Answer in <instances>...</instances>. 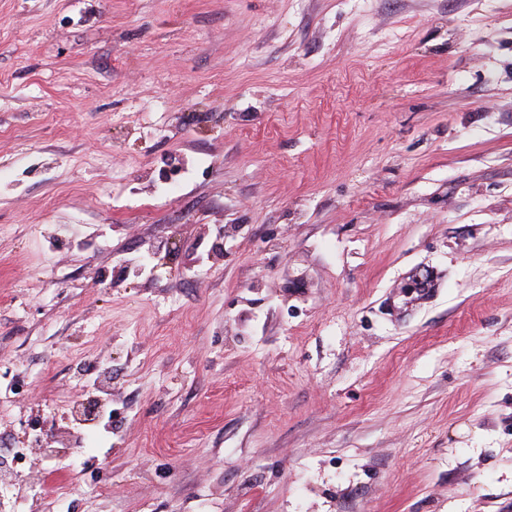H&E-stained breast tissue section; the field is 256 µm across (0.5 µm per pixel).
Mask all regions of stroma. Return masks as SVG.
<instances>
[{"label":"stroma","instance_id":"stroma-1","mask_svg":"<svg viewBox=\"0 0 512 512\" xmlns=\"http://www.w3.org/2000/svg\"><path fill=\"white\" fill-rule=\"evenodd\" d=\"M0 459V512H512V0H0Z\"/></svg>","mask_w":512,"mask_h":512}]
</instances>
